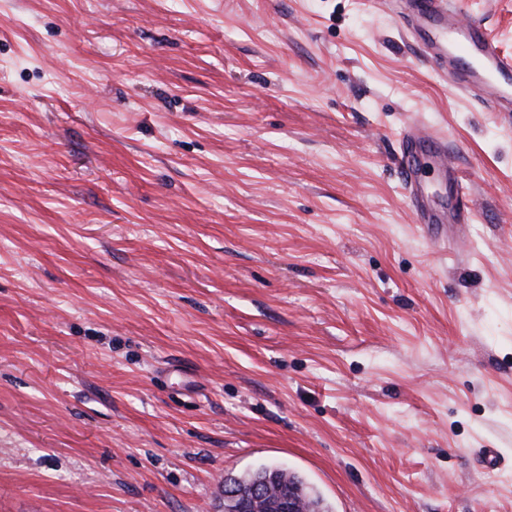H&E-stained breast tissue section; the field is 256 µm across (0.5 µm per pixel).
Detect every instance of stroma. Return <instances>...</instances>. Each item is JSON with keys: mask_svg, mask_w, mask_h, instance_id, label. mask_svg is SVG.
Wrapping results in <instances>:
<instances>
[{"mask_svg": "<svg viewBox=\"0 0 512 512\" xmlns=\"http://www.w3.org/2000/svg\"><path fill=\"white\" fill-rule=\"evenodd\" d=\"M512 52V0H464ZM478 204L422 232L406 122ZM512 512V114L370 0H0V512ZM299 498L297 491L288 494L283 489L273 491L267 482L237 490L225 487L224 479V512H256L259 505L268 512H309Z\"/></svg>", "mask_w": 512, "mask_h": 512, "instance_id": "1", "label": "stroma"}]
</instances>
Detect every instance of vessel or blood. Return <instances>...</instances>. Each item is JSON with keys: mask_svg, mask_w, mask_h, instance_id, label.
Masks as SVG:
<instances>
[{"mask_svg": "<svg viewBox=\"0 0 512 512\" xmlns=\"http://www.w3.org/2000/svg\"><path fill=\"white\" fill-rule=\"evenodd\" d=\"M401 18L419 37L425 55L442 71L450 89L472 95L496 112H512V55L504 53L484 26L462 19L459 0H398ZM448 175L459 204L453 215L430 210L420 189L417 170L424 155ZM401 174L408 196L426 228L454 219L468 223L473 201L454 167L448 163V141L437 132L410 128L403 140Z\"/></svg>", "mask_w": 512, "mask_h": 512, "instance_id": "obj_1", "label": "vessel or blood"}]
</instances>
